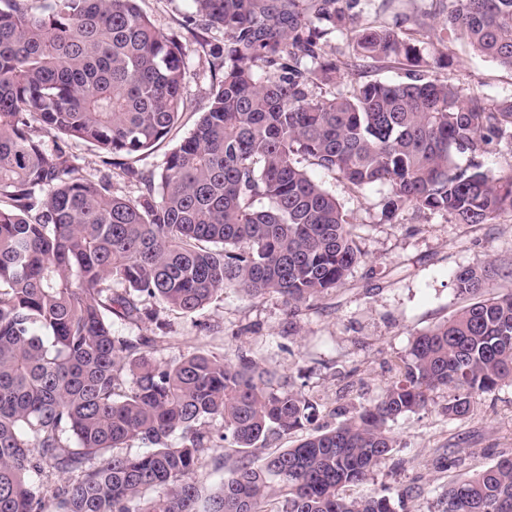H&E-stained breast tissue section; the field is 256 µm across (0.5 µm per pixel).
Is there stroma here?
<instances>
[{"label":"stroma","mask_w":512,"mask_h":512,"mask_svg":"<svg viewBox=\"0 0 512 512\" xmlns=\"http://www.w3.org/2000/svg\"><path fill=\"white\" fill-rule=\"evenodd\" d=\"M137 5L179 44L185 65L183 116L158 150L142 160V167L151 168L161 164L208 110L216 83L209 47L222 43L224 36L189 25L191 0H137ZM416 5L429 17L425 26L410 28L409 34L440 57L442 76L467 94L491 101L512 97V70L479 56L448 31L441 23L440 0H416ZM66 151L86 179L95 182L107 173L114 195H137L134 182L109 173L95 147L72 141ZM307 172L342 205L363 253L343 286L311 302L294 320L278 295L251 299L229 288L221 301L192 315L160 308L168 330L145 322L137 333L154 338L159 358L193 349L231 360L241 352L254 356L316 400L317 427L331 429L343 420L335 412L339 404L351 409L367 404L393 380L411 336L466 306V298L454 290L457 270L494 265L497 273L488 293L512 289V213H503L492 224L467 225L409 209L384 222L380 202L386 185L358 192L338 174L315 166ZM199 322L211 325L208 335L197 332ZM449 395L446 389L434 393L426 409L392 424L396 448L364 484L351 489V496L404 490L407 512H439L449 479L512 453V384L479 396L473 413L463 420L445 414ZM457 448L467 451L461 464L442 465V454Z\"/></svg>","instance_id":"stroma-1"}]
</instances>
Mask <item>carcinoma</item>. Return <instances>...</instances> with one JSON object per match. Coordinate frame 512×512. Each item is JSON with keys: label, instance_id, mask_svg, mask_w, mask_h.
Masks as SVG:
<instances>
[{"label": "carcinoma", "instance_id": "carcinoma-1", "mask_svg": "<svg viewBox=\"0 0 512 512\" xmlns=\"http://www.w3.org/2000/svg\"><path fill=\"white\" fill-rule=\"evenodd\" d=\"M190 21L224 33L221 71L193 131L144 171L179 122L178 44L137 0H0V512H396L352 498L396 448L390 424L449 389L445 413L512 383V290L414 336L399 376L345 422L257 460L319 404L274 387L260 361L198 350L154 356L116 327L159 322V301L193 314L233 288L281 296L295 318L344 285L362 257L336 198L301 166L353 188L385 184L382 218L407 208L490 224L512 212V173L483 170L512 140V97L466 95L427 67L400 23L360 26L353 58L406 63L405 80L340 86L348 63L324 38L354 26L359 0H191ZM445 25L512 69V0H448ZM332 86L336 91L321 93ZM42 134L33 133L31 121ZM57 142L46 144L43 135ZM90 143L138 183L110 193L59 142ZM467 156V165L456 162ZM493 270L465 267L460 296ZM237 458L201 494L202 459ZM148 445L143 453L129 443ZM441 512H512V455L448 484ZM488 153L482 157L484 169L492 176L506 174L512 169V143L509 140L495 141L487 146Z\"/></svg>", "mask_w": 512, "mask_h": 512}]
</instances>
